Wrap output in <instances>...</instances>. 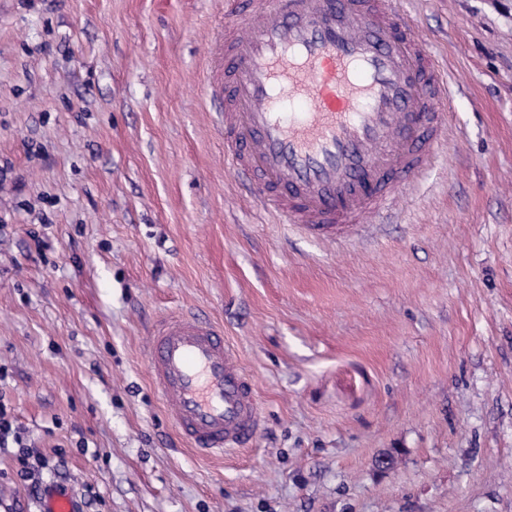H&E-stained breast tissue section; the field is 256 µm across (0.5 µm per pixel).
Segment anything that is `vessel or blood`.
Segmentation results:
<instances>
[{"instance_id": "vessel-or-blood-1", "label": "vessel or blood", "mask_w": 512, "mask_h": 512, "mask_svg": "<svg viewBox=\"0 0 512 512\" xmlns=\"http://www.w3.org/2000/svg\"><path fill=\"white\" fill-rule=\"evenodd\" d=\"M203 83L224 159L276 222L339 245L362 237L438 158L448 78L398 0H222ZM149 375L196 450L247 445L262 417L251 376L215 322L153 328Z\"/></svg>"}]
</instances>
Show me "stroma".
I'll use <instances>...</instances> for the list:
<instances>
[{
	"mask_svg": "<svg viewBox=\"0 0 512 512\" xmlns=\"http://www.w3.org/2000/svg\"><path fill=\"white\" fill-rule=\"evenodd\" d=\"M458 78L400 214L344 248L241 192L216 0H0V402L85 512H512V0H413ZM224 328L264 415L192 452L150 327ZM0 449V512H41Z\"/></svg>",
	"mask_w": 512,
	"mask_h": 512,
	"instance_id": "35a3bbf8",
	"label": "stroma"
}]
</instances>
